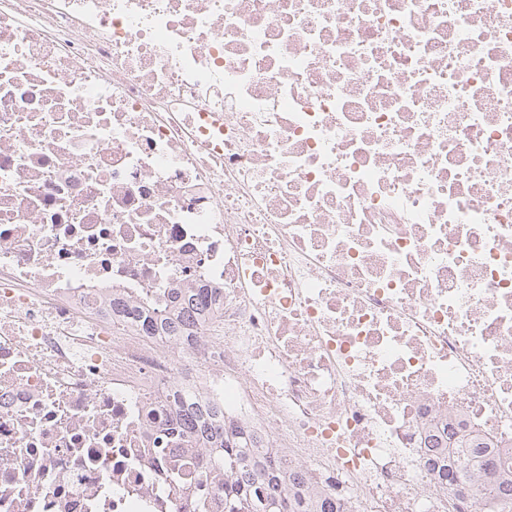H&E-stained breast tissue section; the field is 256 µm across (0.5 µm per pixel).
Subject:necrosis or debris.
Returning a JSON list of instances; mask_svg holds the SVG:
<instances>
[{"label": "necrosis or debris", "mask_w": 512, "mask_h": 512, "mask_svg": "<svg viewBox=\"0 0 512 512\" xmlns=\"http://www.w3.org/2000/svg\"><path fill=\"white\" fill-rule=\"evenodd\" d=\"M186 399L345 512L512 486V0H0V512H224ZM458 448L455 452L451 464L446 465V477L454 486V493L460 499H473L478 496L479 484L478 477L480 472L488 467V463L476 455L473 449L467 444L460 442L456 444ZM449 470V471H448Z\"/></svg>", "instance_id": "necrosis-or-debris-1"}]
</instances>
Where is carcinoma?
Returning a JSON list of instances; mask_svg holds the SVG:
<instances>
[{"label":"carcinoma","mask_w":512,"mask_h":512,"mask_svg":"<svg viewBox=\"0 0 512 512\" xmlns=\"http://www.w3.org/2000/svg\"><path fill=\"white\" fill-rule=\"evenodd\" d=\"M190 430L199 438L212 441L202 460L210 470L224 471L220 494L227 512H338L331 502L314 505L292 492L285 483L278 461L253 452L251 439L235 426L218 424L209 416L187 410ZM456 455L446 472L460 499L478 495V477L488 467L467 444H456ZM473 512H512V497L497 492V499L474 505Z\"/></svg>","instance_id":"carcinoma-1"}]
</instances>
